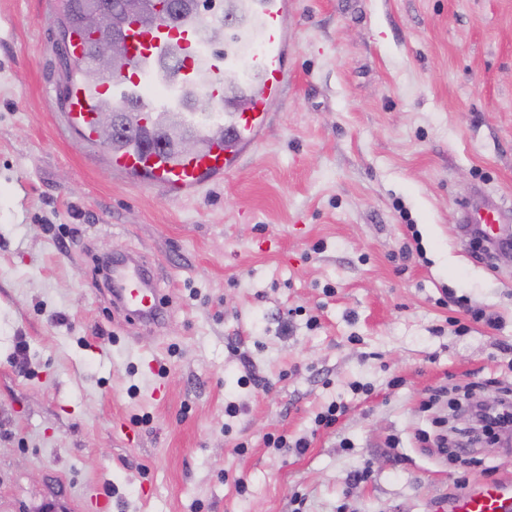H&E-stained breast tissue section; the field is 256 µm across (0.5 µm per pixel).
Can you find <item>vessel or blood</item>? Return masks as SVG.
Masks as SVG:
<instances>
[{"mask_svg":"<svg viewBox=\"0 0 512 512\" xmlns=\"http://www.w3.org/2000/svg\"><path fill=\"white\" fill-rule=\"evenodd\" d=\"M288 0H245V5L224 22V52L213 56L207 68H199L195 49L199 42V18L178 23H157L150 28L134 26L128 32V64L121 75L96 86L73 80L69 110L64 115L68 129L84 141L94 142L95 118L103 100L115 104H138L143 127L150 128L163 114L179 115L190 125L201 147L191 154H170L131 145L110 152L113 174L120 179L156 187L174 198L191 196L199 189L236 171L245 154L267 129V105L278 96L288 77V32L284 18ZM180 55L173 87L188 90L204 83L216 102L224 100V76H236L240 101L224 115V137H210L205 122L184 111L181 101L170 96L148 95L143 78L171 55ZM501 220L499 205L481 197L462 205L460 223L487 232ZM112 307L126 322L144 327L158 325L170 299L156 283L150 263L139 254L113 259ZM438 512H512V479L483 483L462 495L439 501Z\"/></svg>","mask_w":512,"mask_h":512,"instance_id":"vessel-or-blood-1","label":"vessel or blood"}]
</instances>
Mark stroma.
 Returning <instances> with one entry per match:
<instances>
[{
	"instance_id": "stroma-1",
	"label": "stroma",
	"mask_w": 512,
	"mask_h": 512,
	"mask_svg": "<svg viewBox=\"0 0 512 512\" xmlns=\"http://www.w3.org/2000/svg\"><path fill=\"white\" fill-rule=\"evenodd\" d=\"M289 2L267 132L174 200L65 128L59 0H0V512H84L94 492L112 512H431L512 477V445L480 440L474 466L416 440L438 416L465 429L459 388L512 384V261L458 222L481 191L512 228V0ZM124 253L157 268L160 328L91 286ZM337 399L348 411L314 429Z\"/></svg>"
}]
</instances>
